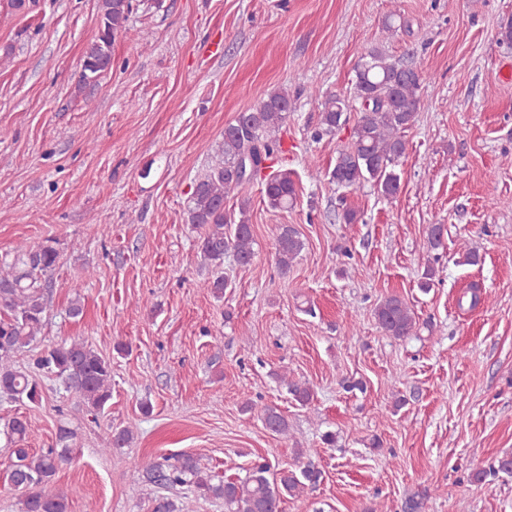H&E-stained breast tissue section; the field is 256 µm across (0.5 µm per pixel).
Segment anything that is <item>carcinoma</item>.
<instances>
[{
    "instance_id": "obj_1",
    "label": "carcinoma",
    "mask_w": 512,
    "mask_h": 512,
    "mask_svg": "<svg viewBox=\"0 0 512 512\" xmlns=\"http://www.w3.org/2000/svg\"><path fill=\"white\" fill-rule=\"evenodd\" d=\"M132 9V0H102L99 35L83 62L84 82H94L112 68V44L126 30ZM424 82L418 69L393 61L375 49L361 56L352 96H326L321 103L320 126L314 133L316 138L333 134L347 124L348 113H359L351 141L338 151L329 172L332 181L352 189L370 182L386 197L398 192L397 167L407 150L405 133L414 123ZM291 107L290 95L281 90L238 114L224 127L221 152L195 181L189 223L207 227L199 249L216 268L224 264V254L228 252L241 266L251 264L255 258L247 217L249 199L240 200L237 214L226 212L224 207L230 193H240L250 184L241 173L244 163L250 161L257 167L256 180L264 186L270 207L285 210L297 201L292 172L275 168L280 144L269 137L288 118ZM276 245L277 265L286 276L304 249V242L296 228L280 224ZM57 258V251L51 246L38 251L19 246L8 269L0 270V393L16 402L34 403L40 398L37 383L16 367L15 357L29 347L41 328L48 285L40 283L37 274L51 271ZM375 317L380 328L396 338L411 335L416 325L414 313L397 296L380 302ZM35 365L60 379L65 391L94 414L103 413L110 405L112 365L84 343L73 340L51 347L35 360ZM263 423L273 433L288 432V420L275 407L264 408ZM4 428L16 457L7 479L14 488L25 492L24 512H68L66 497L52 486L59 469L72 458L75 433L61 426L51 447L31 454L22 446L28 433L26 420L13 417ZM270 472L269 463L257 462L243 478L217 481L200 458L179 454L146 464L143 476L155 487L180 486L187 490L181 506L167 500L157 506L158 512H192L188 502L192 497L222 499L228 512H279L284 496L294 497L306 484L317 480V474L306 467L297 472L283 469L277 478L270 477Z\"/></svg>"
}]
</instances>
